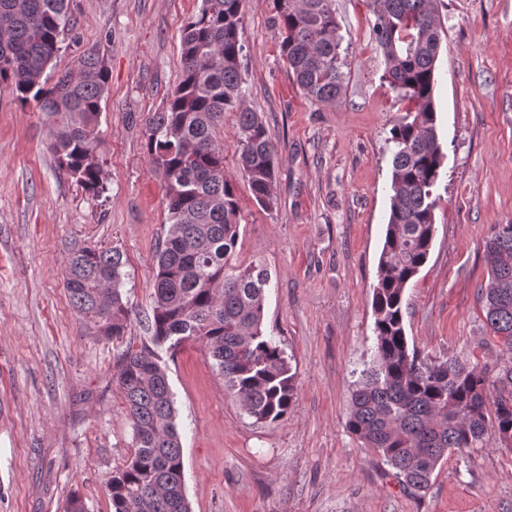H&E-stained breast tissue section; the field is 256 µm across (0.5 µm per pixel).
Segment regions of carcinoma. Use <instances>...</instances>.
I'll return each mask as SVG.
<instances>
[{"label":"carcinoma","mask_w":512,"mask_h":512,"mask_svg":"<svg viewBox=\"0 0 512 512\" xmlns=\"http://www.w3.org/2000/svg\"><path fill=\"white\" fill-rule=\"evenodd\" d=\"M244 2L200 0L181 37L182 78L162 110L146 120L149 160L165 181L170 227L156 254L152 336L116 361L133 452L109 482L112 512H191L162 347L204 348L224 386L257 423L283 420L294 402L296 374L262 330L269 273L229 265L239 206L215 138L224 112L238 113L241 173L267 209L276 204L279 162L262 120L241 99ZM272 2L281 54L298 86L318 102L335 100L347 63L334 0ZM436 2L369 0L383 78L414 111L390 129V212L373 285L374 355L352 392L346 421L414 494L429 487L448 453L463 458L492 438L512 442V366L492 381L475 366L425 359L409 345L404 327V290L430 255L434 190L445 158L435 104L442 43ZM67 10L68 0H0V85L44 115L58 167L97 197L105 190L98 152L104 61L89 51L54 83L44 77L69 25ZM485 251L491 258L481 294L486 324L512 352V224L495 225ZM123 267L117 250L75 248L63 260L74 310L96 333L116 340L130 315Z\"/></svg>","instance_id":"carcinoma-1"}]
</instances>
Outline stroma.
I'll return each instance as SVG.
<instances>
[{"mask_svg":"<svg viewBox=\"0 0 512 512\" xmlns=\"http://www.w3.org/2000/svg\"><path fill=\"white\" fill-rule=\"evenodd\" d=\"M73 28L46 71L57 79L88 50L103 57L94 197L59 170L41 112L0 86V512H63L79 493L111 512L108 484L132 435L113 375L118 354L150 336L155 255L169 223L145 120L181 77V31L197 0H69ZM344 88L319 103L283 61L272 0H246L244 102L279 149L277 204L255 201L239 171L237 115L216 129L239 204L230 263L270 275L263 330L296 371L284 420L258 424L202 348L168 362L192 512H512V444L451 454L415 494L345 427L372 360L373 285L390 206L389 131L413 108L383 79L365 0H336ZM435 100L445 161L427 263L407 286L406 335L423 357L496 377L512 364L480 297L492 225L512 224V0H440ZM119 250L132 307L128 333L99 336L74 310L63 259Z\"/></svg>","mask_w":512,"mask_h":512,"instance_id":"35a3bbf8","label":"stroma"}]
</instances>
